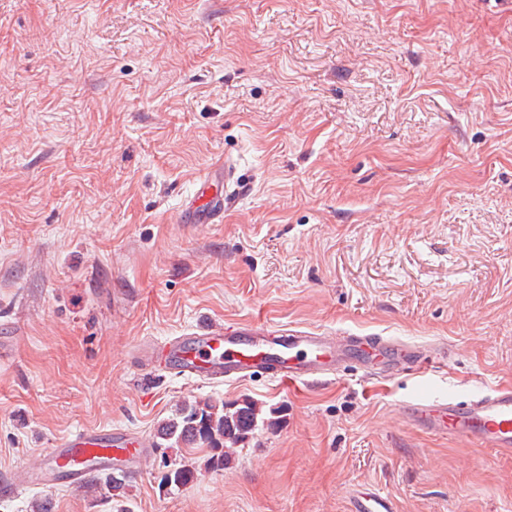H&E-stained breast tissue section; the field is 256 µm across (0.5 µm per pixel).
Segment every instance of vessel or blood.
<instances>
[{
  "mask_svg": "<svg viewBox=\"0 0 512 512\" xmlns=\"http://www.w3.org/2000/svg\"><path fill=\"white\" fill-rule=\"evenodd\" d=\"M231 161L214 164L196 181L183 205L182 224H219L224 207L240 188ZM432 348L387 336H331L322 332L236 323L202 327L159 344L140 345L136 355L149 372L169 371L201 381H237L264 376L283 383L339 376L348 366L364 374L393 376L424 362ZM407 422L421 432L462 439L470 445L512 455V387L496 386L474 397L415 398L404 407ZM148 439L112 429H79L45 449L31 476L41 486L78 489L96 470L131 472L150 453ZM352 512H391L377 493L358 496Z\"/></svg>",
  "mask_w": 512,
  "mask_h": 512,
  "instance_id": "vessel-or-blood-1",
  "label": "vessel or blood"
}]
</instances>
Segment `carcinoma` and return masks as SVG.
I'll return each mask as SVG.
<instances>
[{
	"instance_id": "carcinoma-1",
	"label": "carcinoma",
	"mask_w": 512,
	"mask_h": 512,
	"mask_svg": "<svg viewBox=\"0 0 512 512\" xmlns=\"http://www.w3.org/2000/svg\"><path fill=\"white\" fill-rule=\"evenodd\" d=\"M257 403L243 398L231 405L217 399H203L182 405L174 416L165 420L157 432L156 448H206L210 452L207 466L213 470L224 468V449L235 448L254 434L258 424L275 428V417L260 418ZM162 486L180 488L193 480L195 468L185 463L163 462ZM103 485L113 499L124 496L126 480L122 475L105 474L93 479Z\"/></svg>"
}]
</instances>
